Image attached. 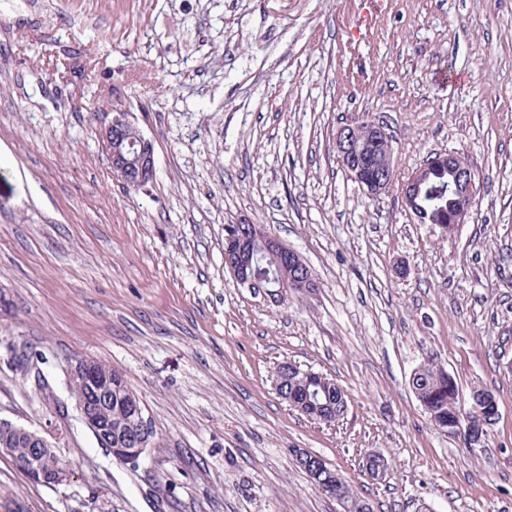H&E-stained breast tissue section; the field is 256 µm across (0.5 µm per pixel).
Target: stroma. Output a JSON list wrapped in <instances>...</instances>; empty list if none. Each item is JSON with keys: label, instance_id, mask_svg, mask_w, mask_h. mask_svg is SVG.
<instances>
[{"label": "stroma", "instance_id": "stroma-1", "mask_svg": "<svg viewBox=\"0 0 512 512\" xmlns=\"http://www.w3.org/2000/svg\"><path fill=\"white\" fill-rule=\"evenodd\" d=\"M0 0V420L71 475L0 454V512H342L301 448L371 512H512V0ZM81 67L74 79L58 62ZM131 112L156 176L114 177L96 129ZM386 123L397 181L435 152L479 175L454 235L342 167L339 126ZM259 224L315 288L236 283L224 227ZM121 371L154 437L116 461L68 363ZM283 361L333 378L324 424L275 391ZM491 391L489 444L436 429L410 378ZM389 461L368 476L366 454ZM0 424L8 425L9 428L25 434L34 446L32 452L34 454V463L30 469L32 477L36 481H40L47 485L58 486L67 481L69 470L61 463L50 462V470L45 472L42 468V458H47V452L50 450L51 445L47 438L38 431H32L27 428L1 420ZM17 432H5L0 429V452L1 454L8 453L11 448V453L5 455L10 460L12 466L25 475L26 469L31 466L30 462V444L28 438ZM41 458V459H39ZM44 485V486H47Z\"/></svg>", "mask_w": 512, "mask_h": 512}]
</instances>
